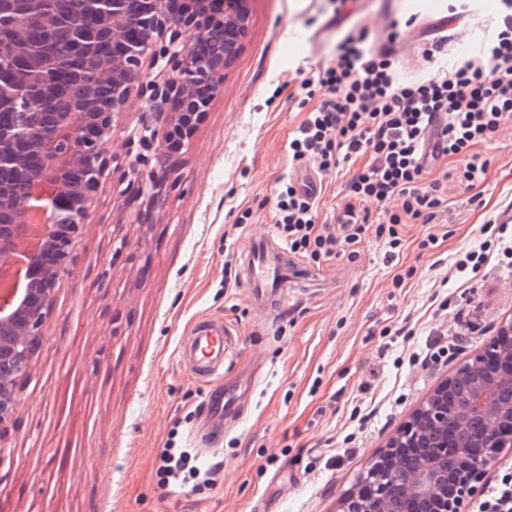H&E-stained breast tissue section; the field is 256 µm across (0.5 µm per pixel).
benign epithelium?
Here are the masks:
<instances>
[{"label":"benign epithelium","mask_w":512,"mask_h":512,"mask_svg":"<svg viewBox=\"0 0 512 512\" xmlns=\"http://www.w3.org/2000/svg\"><path fill=\"white\" fill-rule=\"evenodd\" d=\"M169 2L80 0L76 15L74 0H0V33L8 32L0 41V237L27 243L42 235L34 251L0 253V425L17 405L16 382L29 373L31 344L62 272L46 258L76 247L132 96L141 98L138 126L127 137L140 148L132 174L137 193L153 203L165 191L159 171L166 159L190 148L193 117L208 112L224 92V71L247 26V0H221L218 14L208 12L209 0H179L178 11ZM63 27L70 30L79 99L52 82L58 61L42 51ZM165 34L167 48L159 51ZM148 57L166 61L171 75L143 82ZM489 357L506 362L507 371H488ZM505 380L512 381V320L430 393L362 477L368 492L349 493L340 512H398L389 494L391 460L398 449L423 448L438 433L441 448L448 447V394L462 384L468 403L456 424L481 419L485 447L451 468L440 456L424 455L405 486L423 512H465L488 466L512 447V400L500 395Z\"/></svg>","instance_id":"obj_1"}]
</instances>
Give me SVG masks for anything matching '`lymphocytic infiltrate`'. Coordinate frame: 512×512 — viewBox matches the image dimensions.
<instances>
[{
    "label": "lymphocytic infiltrate",
    "mask_w": 512,
    "mask_h": 512,
    "mask_svg": "<svg viewBox=\"0 0 512 512\" xmlns=\"http://www.w3.org/2000/svg\"><path fill=\"white\" fill-rule=\"evenodd\" d=\"M497 30L479 56L441 68L440 43L421 48L429 68L406 83L395 76L390 48L367 46L364 32L347 31L336 43V63L318 75L321 99L288 141L293 158L327 173L347 168L349 199L336 221L321 224L314 196L285 185L277 195L276 226L292 253L313 259L354 257L367 231L384 241L387 258L398 257L405 224L434 223L448 209L441 181L429 180L440 158H465L462 177L474 183L485 164L469 151L512 119V0H500ZM400 212L389 211L391 198ZM375 202L370 215L365 202ZM221 463L201 468L185 448H164L156 474L164 487L200 480L214 483Z\"/></svg>",
    "instance_id": "lymphocytic-infiltrate-1"
}]
</instances>
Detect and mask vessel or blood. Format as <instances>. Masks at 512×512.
Masks as SVG:
<instances>
[{
	"mask_svg": "<svg viewBox=\"0 0 512 512\" xmlns=\"http://www.w3.org/2000/svg\"><path fill=\"white\" fill-rule=\"evenodd\" d=\"M237 263L239 280L248 288L260 313H267L273 302L287 299L292 285L288 272L296 259L274 236H252ZM230 334L231 330L223 320H202L183 340L179 356L195 376L220 379L229 356Z\"/></svg>",
	"mask_w": 512,
	"mask_h": 512,
	"instance_id": "1",
	"label": "vessel or blood"
}]
</instances>
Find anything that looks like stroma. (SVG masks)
Segmentation results:
<instances>
[{
	"mask_svg": "<svg viewBox=\"0 0 512 512\" xmlns=\"http://www.w3.org/2000/svg\"><path fill=\"white\" fill-rule=\"evenodd\" d=\"M453 3L350 0L343 13L339 0H250L224 93L190 149L171 157L161 202L137 196L133 158L115 147L0 427V512H338L424 397L512 318V273L497 253L473 278L454 267L458 252L496 240L493 225L506 219L512 122L475 146L482 181H449L437 223L406 225L397 266L371 234L354 259L301 258L303 275L266 324L239 279L224 278L249 235L275 232L278 189L311 170L288 153L309 110L302 80L335 63L351 27L380 46L395 19L403 80L424 73V39L443 38L445 60L477 53L479 41L462 38L493 29L498 0H474L468 19L450 22ZM143 210L148 222L133 223ZM397 273L404 288L390 285ZM204 318L232 331L216 383L178 356ZM458 320L466 341L422 365L429 334ZM251 368L244 413L207 416L205 400ZM171 442L204 465L223 455L216 483L163 488L155 459Z\"/></svg>",
	"mask_w": 512,
	"mask_h": 512,
	"instance_id": "stroma-1",
	"label": "stroma"
}]
</instances>
